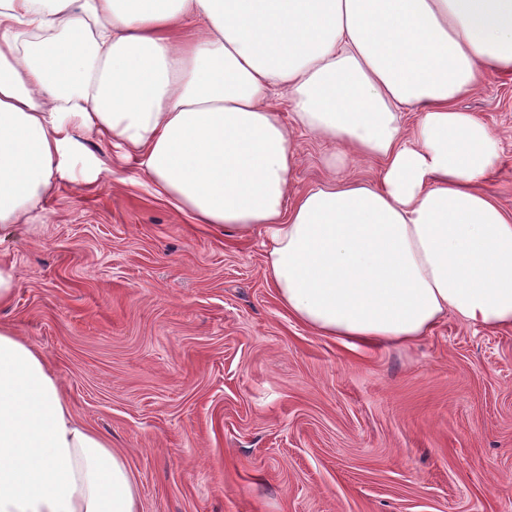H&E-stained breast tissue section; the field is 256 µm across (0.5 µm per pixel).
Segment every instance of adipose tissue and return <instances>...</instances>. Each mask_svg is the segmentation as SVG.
<instances>
[{
    "mask_svg": "<svg viewBox=\"0 0 512 512\" xmlns=\"http://www.w3.org/2000/svg\"><path fill=\"white\" fill-rule=\"evenodd\" d=\"M490 71L512 72V0H0V232L99 181L93 135L196 223L263 234L280 303L320 335L512 328L501 137L456 107ZM297 130L332 152L293 197ZM363 162L375 183L346 177ZM140 507L127 455L0 325V512Z\"/></svg>",
    "mask_w": 512,
    "mask_h": 512,
    "instance_id": "obj_1",
    "label": "adipose tissue"
}]
</instances>
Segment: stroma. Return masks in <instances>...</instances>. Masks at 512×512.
Listing matches in <instances>:
<instances>
[{"label":"stroma","instance_id":"obj_1","mask_svg":"<svg viewBox=\"0 0 512 512\" xmlns=\"http://www.w3.org/2000/svg\"><path fill=\"white\" fill-rule=\"evenodd\" d=\"M458 107L501 135L490 189L512 209V74ZM295 139L297 195L327 173L324 145ZM85 145L110 176L0 233L19 271L0 322L127 453L142 512H512V329L448 315L373 350L318 335L281 305L263 235L195 223Z\"/></svg>","mask_w":512,"mask_h":512}]
</instances>
